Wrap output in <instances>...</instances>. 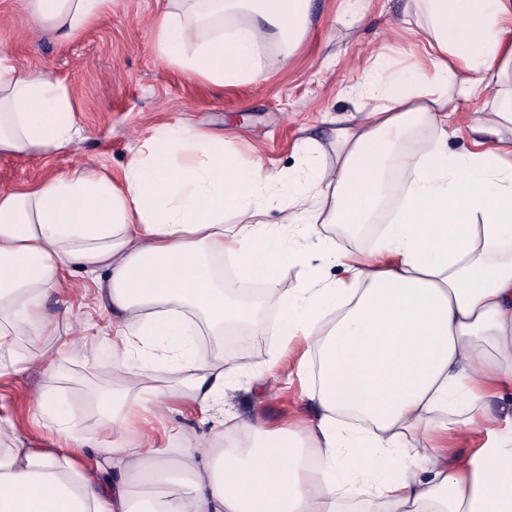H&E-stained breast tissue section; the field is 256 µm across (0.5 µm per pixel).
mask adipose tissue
<instances>
[{"label": "adipose tissue", "instance_id": "1", "mask_svg": "<svg viewBox=\"0 0 512 512\" xmlns=\"http://www.w3.org/2000/svg\"><path fill=\"white\" fill-rule=\"evenodd\" d=\"M111 2L22 0L63 39ZM422 2L424 16L407 19L425 34L416 81L375 54L363 119L339 128L335 164L288 199L296 245L266 221L279 175L201 130H158L117 178L83 167L0 192V354L13 371L27 367L12 355L17 337L56 335L46 302L73 266L98 274L112 318V390L97 398L108 442L88 460L44 393L34 408L63 446L26 447L0 418V512H512V429L452 469L439 445L453 417L494 424L483 401L512 383V0ZM309 26L308 0H165L156 46L189 77L234 86L261 78L264 46L292 56ZM477 99L498 144L452 152L456 116ZM428 125L433 137L401 161L408 179L376 248H337L322 226L370 223L387 151ZM81 137L68 88L1 52L0 157L63 152ZM227 255L262 277L282 345L302 338L316 360L317 420L298 431L249 423L230 446L220 433L181 435L165 452L145 432L127 443L134 408L223 405L225 361L194 338L246 330L251 301L217 273ZM317 263L345 279L310 277ZM285 267L306 281L284 295L274 272ZM164 366L180 377L159 379Z\"/></svg>", "mask_w": 512, "mask_h": 512}]
</instances>
